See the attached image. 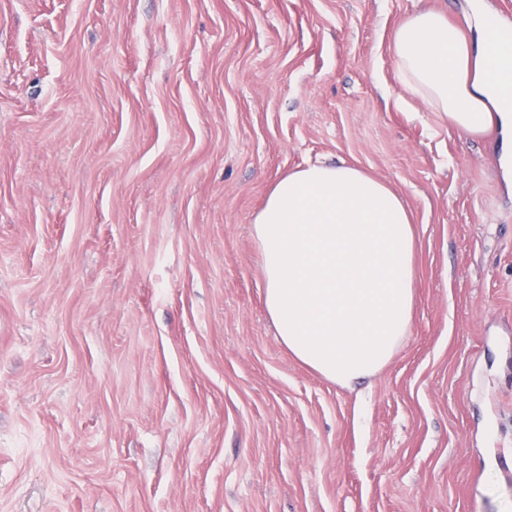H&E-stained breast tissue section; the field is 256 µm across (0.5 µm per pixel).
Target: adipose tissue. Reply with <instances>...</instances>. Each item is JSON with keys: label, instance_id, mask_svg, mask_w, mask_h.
<instances>
[{"label": "adipose tissue", "instance_id": "ef3b65f1", "mask_svg": "<svg viewBox=\"0 0 512 512\" xmlns=\"http://www.w3.org/2000/svg\"><path fill=\"white\" fill-rule=\"evenodd\" d=\"M470 45L435 10L394 30L401 85L461 132L492 121L512 130V25L475 10ZM263 255L264 304L289 353L341 386L380 372L408 334L415 306V234L401 196L352 165L299 167L270 191L253 222Z\"/></svg>", "mask_w": 512, "mask_h": 512}]
</instances>
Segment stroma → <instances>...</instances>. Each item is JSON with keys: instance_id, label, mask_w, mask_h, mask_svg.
Listing matches in <instances>:
<instances>
[{"instance_id": "obj_1", "label": "stroma", "mask_w": 512, "mask_h": 512, "mask_svg": "<svg viewBox=\"0 0 512 512\" xmlns=\"http://www.w3.org/2000/svg\"><path fill=\"white\" fill-rule=\"evenodd\" d=\"M470 0H0V512H504L512 133L401 86ZM345 162L403 197L416 307L352 387L293 358L251 225Z\"/></svg>"}]
</instances>
